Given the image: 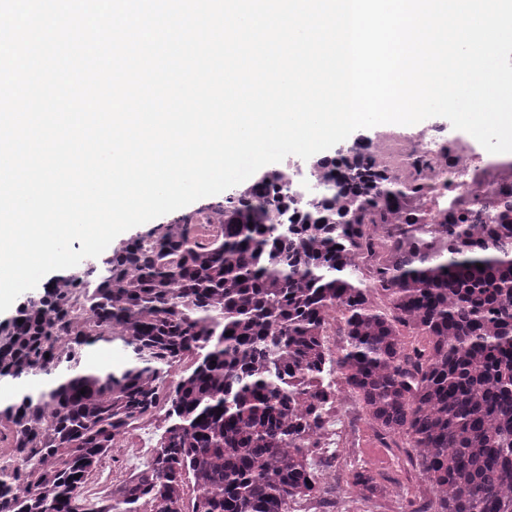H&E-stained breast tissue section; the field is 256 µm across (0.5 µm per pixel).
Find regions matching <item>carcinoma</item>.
Wrapping results in <instances>:
<instances>
[{"mask_svg": "<svg viewBox=\"0 0 512 512\" xmlns=\"http://www.w3.org/2000/svg\"><path fill=\"white\" fill-rule=\"evenodd\" d=\"M327 192L281 224L282 197L262 178L225 198L221 247L156 224L0 321V383L19 386L0 406V438L12 439L0 512H185L188 480L193 512H292L318 482L308 450L334 390L419 469L431 491L419 512H512V190L491 209L459 199L444 224L420 223L419 185L373 159ZM334 310L345 344L331 356ZM114 341L131 353L122 369L84 366L86 348ZM186 356L160 395L155 382ZM161 400L155 461L109 502L88 497L86 473ZM389 479L354 471L355 501Z\"/></svg>", "mask_w": 512, "mask_h": 512, "instance_id": "cac0c4a2", "label": "carcinoma"}]
</instances>
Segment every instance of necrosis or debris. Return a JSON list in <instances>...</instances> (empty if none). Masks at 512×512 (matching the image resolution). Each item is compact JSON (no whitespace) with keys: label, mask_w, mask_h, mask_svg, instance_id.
Masks as SVG:
<instances>
[{"label":"necrosis or debris","mask_w":512,"mask_h":512,"mask_svg":"<svg viewBox=\"0 0 512 512\" xmlns=\"http://www.w3.org/2000/svg\"><path fill=\"white\" fill-rule=\"evenodd\" d=\"M367 152L384 158L392 172L418 183L417 199L426 219L445 214L449 198L496 199L512 187V155L492 154L462 136L449 135L444 127L427 125L409 132L385 128L378 131ZM328 178L313 160L292 157L281 170L277 186L290 211L303 212L321 202ZM195 245L210 248L224 239V215L216 209L198 208L187 218ZM115 451L130 462L127 470L114 471L103 459L86 482L88 493L105 499L137 480L140 464L155 458L157 446L147 444L138 424H131L113 441Z\"/></svg>","instance_id":"4bbe7bcc"}]
</instances>
